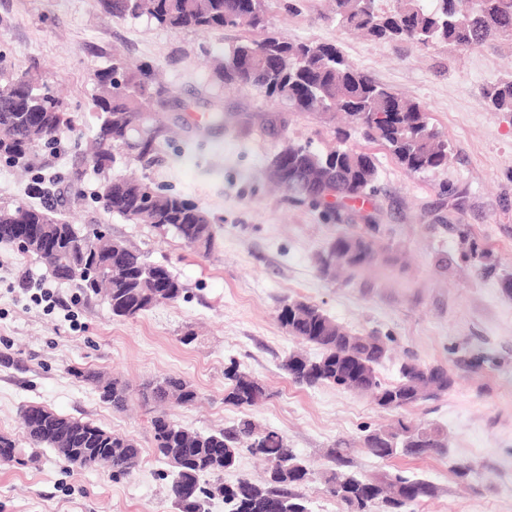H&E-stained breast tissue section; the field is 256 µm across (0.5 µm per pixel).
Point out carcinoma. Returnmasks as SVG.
Segmentation results:
<instances>
[{
	"instance_id": "1",
	"label": "carcinoma",
	"mask_w": 512,
	"mask_h": 512,
	"mask_svg": "<svg viewBox=\"0 0 512 512\" xmlns=\"http://www.w3.org/2000/svg\"><path fill=\"white\" fill-rule=\"evenodd\" d=\"M104 14L142 16L170 30L212 34L226 27L245 26L251 35L240 38L224 52L213 77L221 84L257 88L271 99L280 100L298 112L330 115L344 113L363 130L368 140L384 143L394 158L412 172H432L448 163V144L430 125L423 107L391 89L377 84L354 65L334 45L315 41L291 42L272 27L264 0H98ZM332 13L347 30L361 32L380 43L406 42L418 47L435 44L471 49L512 40V0H397L389 11L372 7L367 0H333ZM148 70L131 68L119 58L112 68L94 73L97 93L93 99L98 127L90 143L87 160L98 171L108 170L115 152L124 151L129 160L148 162L169 140L170 130L150 112L142 109V99L156 97L166 102L167 89L160 83L149 87ZM492 111L512 112V77L500 79L486 89ZM71 124L62 100L42 82L39 74L12 75L0 82V155L14 162L29 159L39 147L58 140ZM378 177L373 156L340 144L325 153L308 144L288 143L268 166V179L293 198L310 200L335 219L341 203L375 193ZM100 199L104 208L137 224L172 230L194 250L213 251L217 227L199 203L178 194L163 193L146 178L120 174L105 180ZM39 224L58 239L59 246L47 269L60 281L71 282L95 296L112 294V315L134 318L160 303L174 302L184 292L178 277L159 265V283L146 270L152 266L145 255L119 240L103 238L98 229L83 230L59 216L56 207H40L0 200V243L17 245L19 225ZM119 255L122 270L108 273L111 255ZM376 252L361 236L342 235L317 257L319 269L329 273L338 267L360 269L371 265ZM282 325L297 340L321 350L315 359V373L296 383L308 387L330 384L371 395L375 405L393 410L434 399L448 390L452 380L441 366L422 367L405 362L395 384L381 381L380 361L388 344L380 336L348 332L319 306L302 300L284 305L279 314ZM76 375L97 385L103 402L118 412L129 407L128 389L118 379L104 380L96 372ZM228 386L224 401L237 407L257 408L270 393L262 384L243 382V374L232 362L224 370ZM200 398L193 384L168 375L146 384L142 402L153 405L150 428L153 451L165 459L166 448L185 449L184 462L171 475L170 494L178 512H205L209 500L222 497L230 512H267L266 502L277 497L288 512H310L307 499L296 491L314 478L306 460L299 457L280 431L266 427L246 415L220 431L198 432L178 424L168 406L194 405ZM45 408L28 406L21 413V428L32 448L29 461L37 460V449L56 453L68 469L74 462L65 448L87 450L80 468L98 466L97 456L105 455L118 481L130 477L133 463L141 460V449L130 436L107 431L89 421L52 413L45 422ZM373 432L384 438L422 440L436 437L448 441L447 431L434 424L414 425L398 416L386 427ZM244 451L262 458L266 477L260 483L240 478L233 485L209 487L201 484L205 475H220L236 466ZM327 492L346 505L348 512H410L418 500L409 497L395 502L385 497L395 485L418 487L425 496L434 494L430 482L402 474L358 477L343 471L324 476ZM191 486V498L182 489Z\"/></svg>"
}]
</instances>
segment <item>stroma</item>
<instances>
[{
	"mask_svg": "<svg viewBox=\"0 0 512 512\" xmlns=\"http://www.w3.org/2000/svg\"><path fill=\"white\" fill-rule=\"evenodd\" d=\"M276 30L294 41L333 44L375 82L419 102L448 142L444 169L413 173L386 147L347 127V146L371 154L376 192L346 207L338 220L271 189L266 170L285 141L335 146L332 123L297 112L253 87L220 86L208 60L242 37L174 32L147 18L105 15L98 0H0V72L37 73L62 94L73 122L56 145L37 150L28 171L0 159V198L42 205L35 180L53 179L66 200L65 217L102 227L179 277L183 297L134 318L113 317L98 296L55 280L33 256L0 244V433L23 442L19 413L39 405L133 437L141 462L120 481L102 468L66 470L40 450L36 463L0 464V512H175L166 464L154 455L150 413L139 403L113 411L96 386L76 378L92 370L126 382L178 374L200 399L171 410L184 427L212 432L245 414L281 431L290 447L320 473L300 489L311 512H347L321 476L328 449L353 446L345 469L357 476L402 472L429 481L433 496L414 512H512V112L489 111L485 88L512 75V46L462 49L440 44L384 45L342 28L326 0H266ZM159 70L177 98L162 106L169 144L139 166L155 186L205 207L218 226L213 252L203 256L173 232L107 213L94 200L104 175L83 149L94 135V74L113 58ZM223 107V127L209 125ZM371 241L368 267L330 277L316 258L341 235ZM469 237L490 259L464 255ZM318 305L350 332L390 337L378 367L398 382L415 359L443 366L454 380L439 398L405 416L436 423L448 451L380 460L362 448L365 430L393 415L364 395L332 385L295 383L281 364L289 353L320 356L282 326L285 303ZM192 343H184L188 333ZM237 362L271 397L252 410L224 401V369ZM468 462L467 480L454 473Z\"/></svg>",
	"mask_w": 512,
	"mask_h": 512,
	"instance_id": "stroma-1",
	"label": "stroma"
}]
</instances>
